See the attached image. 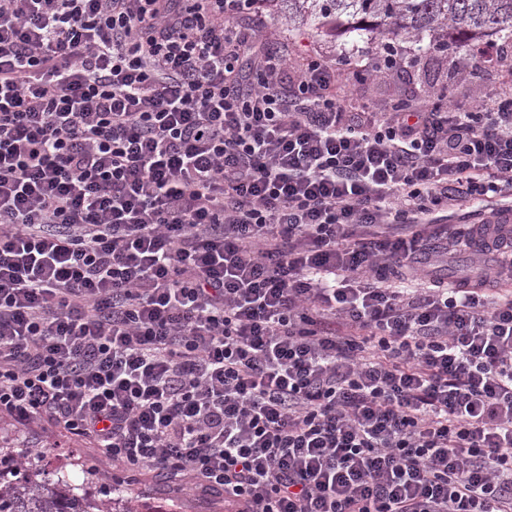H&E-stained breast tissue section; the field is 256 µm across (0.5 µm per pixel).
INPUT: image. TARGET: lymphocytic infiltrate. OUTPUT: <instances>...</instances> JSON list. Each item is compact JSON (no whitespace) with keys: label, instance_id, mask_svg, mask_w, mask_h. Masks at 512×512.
<instances>
[{"label":"lymphocytic infiltrate","instance_id":"obj_1","mask_svg":"<svg viewBox=\"0 0 512 512\" xmlns=\"http://www.w3.org/2000/svg\"><path fill=\"white\" fill-rule=\"evenodd\" d=\"M247 2L0 0V417L231 512H512V92L355 111Z\"/></svg>","mask_w":512,"mask_h":512}]
</instances>
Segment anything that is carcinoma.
Returning a JSON list of instances; mask_svg holds the SVG:
<instances>
[{"label":"carcinoma","instance_id":"cac0c4a2","mask_svg":"<svg viewBox=\"0 0 512 512\" xmlns=\"http://www.w3.org/2000/svg\"><path fill=\"white\" fill-rule=\"evenodd\" d=\"M288 19L308 20L328 37L368 32L423 48L451 51L464 59L493 36L512 61V0H276ZM0 512H137L129 498L106 491L92 496L64 471L37 480L25 466L0 468Z\"/></svg>","mask_w":512,"mask_h":512}]
</instances>
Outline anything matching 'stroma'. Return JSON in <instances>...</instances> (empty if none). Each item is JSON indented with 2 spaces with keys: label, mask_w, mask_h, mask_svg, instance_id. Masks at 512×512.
Wrapping results in <instances>:
<instances>
[{
  "label": "stroma",
  "mask_w": 512,
  "mask_h": 512,
  "mask_svg": "<svg viewBox=\"0 0 512 512\" xmlns=\"http://www.w3.org/2000/svg\"><path fill=\"white\" fill-rule=\"evenodd\" d=\"M239 26L262 30L273 44L287 43L293 60L320 55L329 63L340 64L356 98L370 111L382 112L399 100H414L433 96L439 87H447L452 101L467 104L475 89H498V72L486 71L472 77L456 58L436 54H421L416 66L389 68L384 64L385 51L381 39L352 40L344 36L331 39L306 22H289L287 14L274 12L254 0L249 9L237 16ZM12 435L23 449L43 450L45 459L53 465L69 462L75 483L93 478L112 486L123 475L112 467L90 445L44 432L35 428L12 427ZM145 512H224L222 499L215 494L186 485L176 491L171 481L154 472L140 476L138 484L128 487Z\"/></svg>",
  "instance_id": "1"
}]
</instances>
